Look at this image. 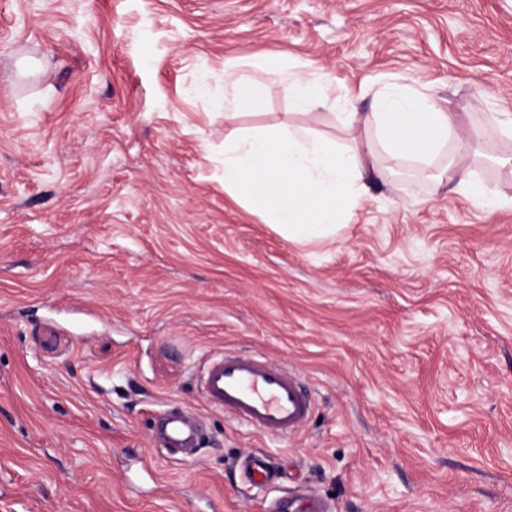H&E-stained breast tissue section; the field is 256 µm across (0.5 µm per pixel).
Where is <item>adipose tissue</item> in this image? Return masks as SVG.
<instances>
[{
    "label": "adipose tissue",
    "instance_id": "obj_1",
    "mask_svg": "<svg viewBox=\"0 0 512 512\" xmlns=\"http://www.w3.org/2000/svg\"><path fill=\"white\" fill-rule=\"evenodd\" d=\"M260 68L289 77L296 89V113L329 99L308 75L289 72L280 57H263ZM336 118L350 132L341 143L289 121L225 137V191L297 241L335 234L367 196L374 174L409 163L431 170L433 186L456 182L488 211L512 209V196L490 189L458 163L485 134L469 113L387 89L378 95L374 111L340 112Z\"/></svg>",
    "mask_w": 512,
    "mask_h": 512
}]
</instances>
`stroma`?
I'll return each mask as SVG.
<instances>
[{
    "label": "stroma",
    "mask_w": 512,
    "mask_h": 512,
    "mask_svg": "<svg viewBox=\"0 0 512 512\" xmlns=\"http://www.w3.org/2000/svg\"><path fill=\"white\" fill-rule=\"evenodd\" d=\"M268 51L352 94L296 118L331 139L389 87L512 117V0H0V512H512V209L414 169L286 238L224 191L225 136L292 110L263 75L224 116ZM229 351L300 374V432L207 404ZM171 406L193 457L152 443ZM227 91L224 94V112L226 114H236L248 105V90L251 84L250 77L233 72H225ZM231 111V112H226ZM246 478L255 485H261L269 479V468L262 454L247 456L243 465Z\"/></svg>",
    "instance_id": "stroma-1"
}]
</instances>
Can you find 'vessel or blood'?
<instances>
[{
	"label": "vessel or blood",
	"mask_w": 512,
	"mask_h": 512,
	"mask_svg": "<svg viewBox=\"0 0 512 512\" xmlns=\"http://www.w3.org/2000/svg\"><path fill=\"white\" fill-rule=\"evenodd\" d=\"M201 390L210 407L231 414L249 428L272 437H289L308 421L314 402L292 368L277 366L253 354H222L203 370ZM202 427L192 415L168 410L159 417L157 436L166 448H194ZM246 478L255 485L269 479L266 458L247 456Z\"/></svg>",
	"instance_id": "obj_1"
}]
</instances>
